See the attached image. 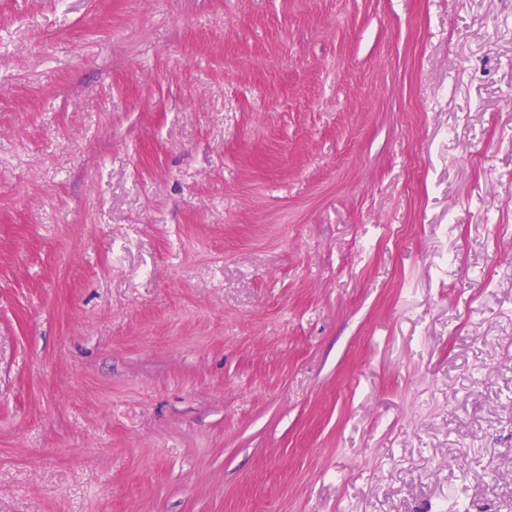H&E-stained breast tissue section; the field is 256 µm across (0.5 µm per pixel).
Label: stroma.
Masks as SVG:
<instances>
[{"label": "stroma", "instance_id": "stroma-1", "mask_svg": "<svg viewBox=\"0 0 512 512\" xmlns=\"http://www.w3.org/2000/svg\"><path fill=\"white\" fill-rule=\"evenodd\" d=\"M512 512V0H0V512Z\"/></svg>", "mask_w": 512, "mask_h": 512}]
</instances>
